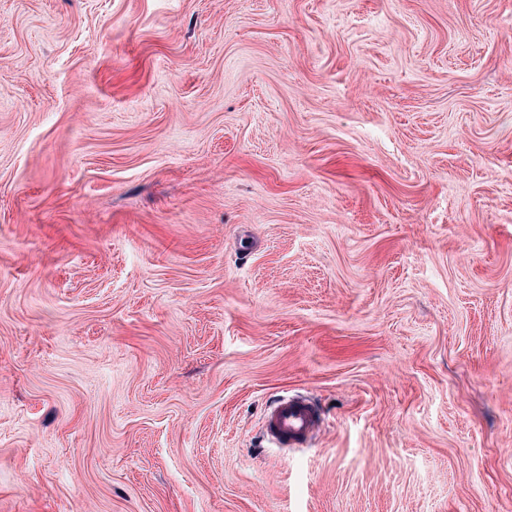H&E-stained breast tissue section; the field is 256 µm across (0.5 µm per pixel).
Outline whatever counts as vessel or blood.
Listing matches in <instances>:
<instances>
[{"mask_svg": "<svg viewBox=\"0 0 512 512\" xmlns=\"http://www.w3.org/2000/svg\"><path fill=\"white\" fill-rule=\"evenodd\" d=\"M321 414L312 401L302 396L283 397L271 404L263 417V432L280 448H300L311 441Z\"/></svg>", "mask_w": 512, "mask_h": 512, "instance_id": "1", "label": "vessel or blood"}]
</instances>
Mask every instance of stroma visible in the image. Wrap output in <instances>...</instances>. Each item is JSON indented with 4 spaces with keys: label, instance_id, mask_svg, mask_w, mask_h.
Returning <instances> with one entry per match:
<instances>
[{
    "label": "stroma",
    "instance_id": "35a3bbf8",
    "mask_svg": "<svg viewBox=\"0 0 512 512\" xmlns=\"http://www.w3.org/2000/svg\"><path fill=\"white\" fill-rule=\"evenodd\" d=\"M0 512H512V0H0ZM321 414L312 401L302 396L283 397L271 404L263 417V432L280 448H300L311 441Z\"/></svg>",
    "mask_w": 512,
    "mask_h": 512
}]
</instances>
